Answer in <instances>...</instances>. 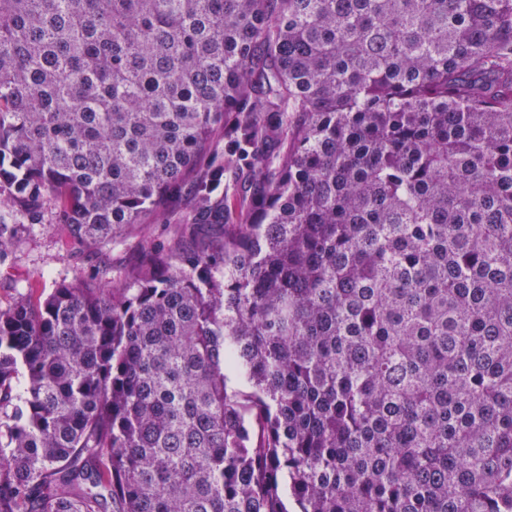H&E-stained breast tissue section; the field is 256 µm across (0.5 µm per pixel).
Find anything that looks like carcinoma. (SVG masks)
<instances>
[{"label":"carcinoma","instance_id":"1","mask_svg":"<svg viewBox=\"0 0 512 512\" xmlns=\"http://www.w3.org/2000/svg\"><path fill=\"white\" fill-rule=\"evenodd\" d=\"M189 181L0 307V512H512V0H0V260ZM236 113L228 112L224 117V128L218 130L216 135L215 148L211 156L203 163L200 174L207 173L211 167L224 165V178L221 190L224 193V203L226 206L234 207L243 198L252 195L248 191V185L252 182V166L250 157H240L239 155H228L224 152L225 139L232 134V124ZM196 206L186 185L166 213L148 215L144 224H133L98 252L71 241L61 225L49 224L50 215L45 217L44 224H29L25 217L15 216L9 257L0 263V305L6 306L30 287L34 288L35 297L45 295L57 283L86 276L97 266L111 268L108 277L112 285L120 286L126 270L137 262L142 249L171 245L180 224L191 220Z\"/></svg>","mask_w":512,"mask_h":512}]
</instances>
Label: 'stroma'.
<instances>
[{"instance_id":"1","label":"stroma","mask_w":512,"mask_h":512,"mask_svg":"<svg viewBox=\"0 0 512 512\" xmlns=\"http://www.w3.org/2000/svg\"><path fill=\"white\" fill-rule=\"evenodd\" d=\"M234 113H226L221 133L232 132ZM222 140L216 141L203 170L220 165L224 168L221 189L224 203L234 206L248 197L252 181L249 158L228 155ZM196 210V200L189 189H182L177 202L164 214L147 216L144 223L132 225L123 235L101 251L93 252L73 242L58 224H32L15 216L9 256L0 263V305L12 302L26 292L49 293L56 284L87 275L99 266H108L113 285H121L126 270L135 264L144 247L169 246L180 225L188 223Z\"/></svg>"}]
</instances>
